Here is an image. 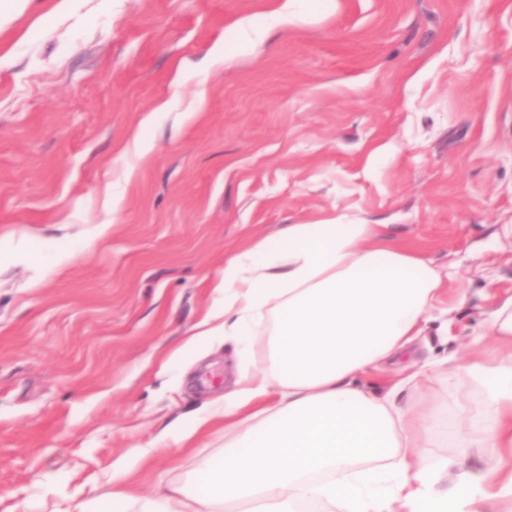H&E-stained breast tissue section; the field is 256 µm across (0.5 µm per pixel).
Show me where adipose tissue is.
<instances>
[{
	"label": "adipose tissue",
	"instance_id": "ef3b65f1",
	"mask_svg": "<svg viewBox=\"0 0 512 512\" xmlns=\"http://www.w3.org/2000/svg\"><path fill=\"white\" fill-rule=\"evenodd\" d=\"M222 314L207 316L188 350L215 337L252 348L224 401L211 404L175 443L224 426V453L188 480L150 495L113 484L72 512H469L475 494L512 495V299L490 316L495 349L473 339L467 360L417 361L412 344L448 292V275L396 241L384 224H290L224 259L215 286ZM399 361L386 372L389 360ZM386 372L383 384L359 376ZM449 371L482 402L458 433L483 449L480 473L428 460L438 410L398 406L405 390ZM451 489L440 490L449 469Z\"/></svg>",
	"mask_w": 512,
	"mask_h": 512
}]
</instances>
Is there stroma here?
I'll use <instances>...</instances> for the list:
<instances>
[{
	"instance_id": "stroma-1",
	"label": "stroma",
	"mask_w": 512,
	"mask_h": 512,
	"mask_svg": "<svg viewBox=\"0 0 512 512\" xmlns=\"http://www.w3.org/2000/svg\"><path fill=\"white\" fill-rule=\"evenodd\" d=\"M59 4L0 21V512L118 471L148 493L222 453L168 429L246 354L176 351L225 255L284 225L385 224L447 268L419 358L488 335L512 297V0ZM462 399L446 373L397 403L447 405L427 454L479 471Z\"/></svg>"
}]
</instances>
